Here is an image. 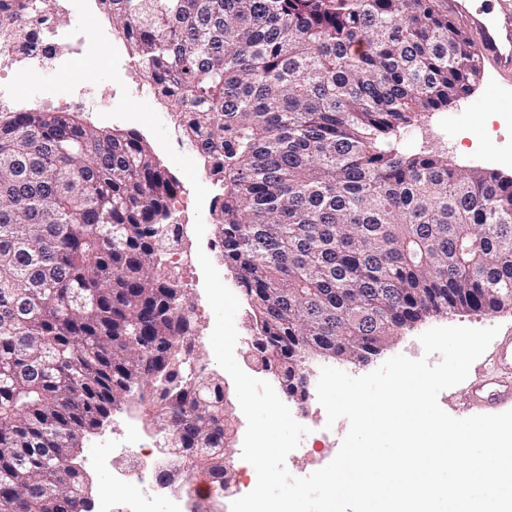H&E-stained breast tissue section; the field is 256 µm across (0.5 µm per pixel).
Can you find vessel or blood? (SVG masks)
Instances as JSON below:
<instances>
[{"mask_svg":"<svg viewBox=\"0 0 512 512\" xmlns=\"http://www.w3.org/2000/svg\"><path fill=\"white\" fill-rule=\"evenodd\" d=\"M474 0H447L448 12L477 34V51L492 60L500 74L512 77V0H487L477 8ZM512 405V383L499 376L484 377L468 396V408L487 414Z\"/></svg>","mask_w":512,"mask_h":512,"instance_id":"obj_1","label":"vessel or blood"}]
</instances>
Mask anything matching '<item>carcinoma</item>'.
<instances>
[{
    "instance_id": "obj_1",
    "label": "carcinoma",
    "mask_w": 512,
    "mask_h": 512,
    "mask_svg": "<svg viewBox=\"0 0 512 512\" xmlns=\"http://www.w3.org/2000/svg\"><path fill=\"white\" fill-rule=\"evenodd\" d=\"M98 4L220 184L249 358L288 398L431 312L512 305V180L386 141L482 77L443 0ZM176 193L133 130L0 111V512H89L83 440L135 400L173 472L232 488L224 377L200 374L169 261Z\"/></svg>"
}]
</instances>
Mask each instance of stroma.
I'll use <instances>...</instances> for the list:
<instances>
[{"instance_id": "1", "label": "stroma", "mask_w": 512, "mask_h": 512, "mask_svg": "<svg viewBox=\"0 0 512 512\" xmlns=\"http://www.w3.org/2000/svg\"><path fill=\"white\" fill-rule=\"evenodd\" d=\"M114 46L120 54V82L105 81L94 85L83 83L69 94L42 93L26 101V108H39L53 112L61 111L64 100H71L72 111L84 113L88 122L98 127L123 129L140 132L150 142L162 165L176 177L180 188L178 195L190 200L194 197L193 188L173 164L154 135L144 125L135 121L105 119L97 106V99L120 96L129 91L137 100L147 102L164 123L170 139L178 140L179 132L170 110L154 95L139 68L130 66L128 50L121 39H114ZM495 104L497 113L493 121H486L485 110L488 104ZM406 145L410 150L432 152L445 157L459 168H482L512 177V78L500 75L492 61H485L484 75L471 95L452 100L447 107L427 113L421 121L410 129ZM182 280L194 302V310L201 323V338L204 363L211 372H219L209 338L214 328V313L204 291V278L199 263L183 266ZM440 326H466L472 328L498 327L500 337L512 336V306H504L498 311L483 314L460 310L454 313L430 314L422 321L400 329L389 347L370 364L358 366L342 364V371L358 377L372 372L383 360L402 354L417 359L423 354L419 341L426 330ZM496 349L488 347L485 353L471 366L466 382L443 390L439 397L440 407L455 418L462 417V406L469 384L479 382L484 375L495 369ZM349 429L346 419H339L332 428L311 430L300 442L301 453H289L286 458L288 471L296 477H304L314 472V460L330 462L338 453L343 437Z\"/></svg>"}]
</instances>
